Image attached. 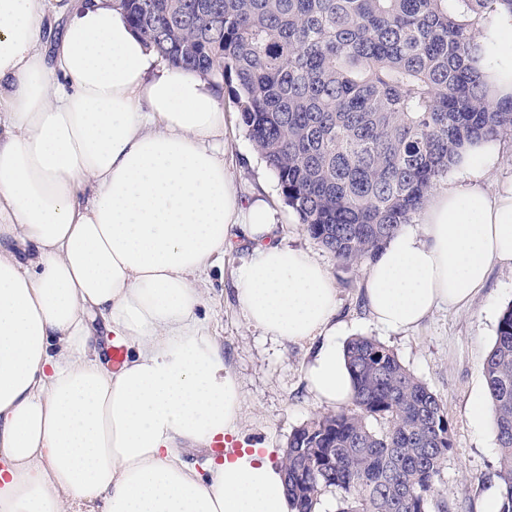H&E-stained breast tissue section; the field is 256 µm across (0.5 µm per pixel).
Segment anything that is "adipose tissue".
Returning a JSON list of instances; mask_svg holds the SVG:
<instances>
[{
  "mask_svg": "<svg viewBox=\"0 0 512 512\" xmlns=\"http://www.w3.org/2000/svg\"><path fill=\"white\" fill-rule=\"evenodd\" d=\"M475 66L512 97V13L485 20ZM112 0H0V512H293L261 451L182 454L236 434L242 392L201 314L203 285L250 248L235 296L247 321L320 339L316 401L344 404L336 290L305 251L274 242L276 212L224 167V107L200 75L155 69ZM468 148L364 270L373 320L398 332L471 303L512 267V181ZM128 350L112 370L109 349Z\"/></svg>",
  "mask_w": 512,
  "mask_h": 512,
  "instance_id": "adipose-tissue-1",
  "label": "adipose tissue"
}]
</instances>
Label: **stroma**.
Here are the masks:
<instances>
[{"instance_id": "obj_1", "label": "stroma", "mask_w": 512, "mask_h": 512, "mask_svg": "<svg viewBox=\"0 0 512 512\" xmlns=\"http://www.w3.org/2000/svg\"><path fill=\"white\" fill-rule=\"evenodd\" d=\"M219 94L225 113L224 164L235 185L245 198H264L277 213L276 235L327 270L336 288V322L344 339L365 336L390 347L442 400L453 440L442 474V499L447 512H485L487 502L501 493L498 448L492 422L473 423L469 407L475 397L488 394L482 363L502 312L512 305V269L494 267L485 287L463 308L437 309L413 331L383 330L366 307L362 267L341 265L304 231L284 203L275 173L253 150L230 89ZM247 256L241 248L225 253L221 276L204 291L202 310L243 393L237 439L250 448H266L277 462L289 434L325 411L305 378L319 343L283 341L248 323L234 291L236 270Z\"/></svg>"}]
</instances>
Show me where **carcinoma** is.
Masks as SVG:
<instances>
[{"mask_svg":"<svg viewBox=\"0 0 512 512\" xmlns=\"http://www.w3.org/2000/svg\"><path fill=\"white\" fill-rule=\"evenodd\" d=\"M496 3L512 10V0H120L168 64L235 81L240 120L283 200L346 265L374 260L467 145L512 137V99L494 100L472 65ZM345 357L351 399L288 437L295 512H315L328 487L342 492L339 512H445L442 401L372 338L350 340ZM483 375L499 512H512V306Z\"/></svg>","mask_w":512,"mask_h":512,"instance_id":"carcinoma-1","label":"carcinoma"}]
</instances>
